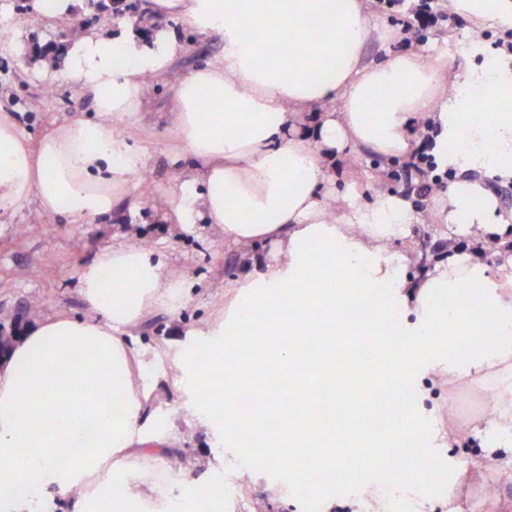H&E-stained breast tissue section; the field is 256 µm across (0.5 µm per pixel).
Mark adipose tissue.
Returning a JSON list of instances; mask_svg holds the SVG:
<instances>
[{"label": "adipose tissue", "mask_w": 512, "mask_h": 512, "mask_svg": "<svg viewBox=\"0 0 512 512\" xmlns=\"http://www.w3.org/2000/svg\"><path fill=\"white\" fill-rule=\"evenodd\" d=\"M149 9L218 36L222 54L176 75V38L151 42L131 24L116 39L84 30L67 60L93 114L34 146L0 114V215L32 201L76 224L111 215L145 167L136 128L150 80L173 76L168 119L187 177L168 193L166 217L222 233L246 270L224 283L223 315L193 330L206 360L174 363L187 413L246 431L257 469L301 460L297 493L332 474L365 489L394 449L432 431L411 404L393 421L373 409L378 430L349 423L346 391L367 394L371 376L404 389L423 372L453 384L493 369L496 410L470 463L512 466V212L480 181L512 183V69L461 75L447 56L425 59L373 0H149ZM422 152L453 173L435 223L490 237L494 264L459 256L408 275L410 257L388 246L419 219L411 199L379 191L364 201L337 174L367 154L388 166ZM79 288L83 313L41 320L0 357V512H34L48 496L61 512H224L222 482L184 491L169 478L173 443L152 418L147 381L162 352L136 334L150 312L177 314L192 282L152 249L120 243L96 253ZM362 308L368 316L351 320ZM274 385L280 399L241 413L243 387ZM348 448L364 449L369 465L345 467Z\"/></svg>", "instance_id": "obj_1"}]
</instances>
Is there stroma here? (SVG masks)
Listing matches in <instances>:
<instances>
[{"instance_id": "1", "label": "stroma", "mask_w": 512, "mask_h": 512, "mask_svg": "<svg viewBox=\"0 0 512 512\" xmlns=\"http://www.w3.org/2000/svg\"><path fill=\"white\" fill-rule=\"evenodd\" d=\"M11 2L12 9L0 13V113L14 116L23 135L34 144L61 118L88 117L92 108L73 73L62 67L49 68L44 62L43 47L61 43L66 23L31 13L30 0ZM502 31L498 21H481L457 12L425 26L421 41L429 54L447 53L455 72L463 75L481 65ZM157 32L183 42L184 52L176 62L180 73L204 66L223 49L218 37L200 36L175 20L158 22ZM169 97V84L157 85L138 131L147 153L151 187L150 201L138 212H131L124 198L116 202L111 218L97 224L51 217L34 203L15 215L0 216V324L10 328L18 323L27 328L46 314L82 312L80 268L101 247L111 244L113 236L123 235L135 242L147 241L194 280L192 298L180 313L174 317L159 314L155 324L142 326V336L168 355H198L197 343L187 331L223 310L224 291L219 284L237 276L242 265L238 251L226 246L223 237L207 225L178 229L164 221L165 194L183 166L174 130L166 119ZM376 164L369 155L356 164L365 199L379 191H392L413 198L419 212V222L412 225L409 237L392 244L393 253L417 250L426 238L430 246L423 259L428 266L447 263L458 255L481 259L484 248L477 237L451 239L445 225L433 223L434 195L421 194L415 182L401 177V164L381 170L377 177L372 174ZM494 380L489 374L447 388L438 377L428 375L414 390L417 404L432 414L438 429L452 426L462 435L461 445L443 450L454 465H461L482 447L475 430L486 416L484 402L494 393ZM184 399L167 381L159 382L152 396L154 408L173 421L174 441L184 452L172 479L204 474L214 480L239 481V493L225 503L224 512H304L310 500L317 502L319 512H348L347 489L336 477L326 478L303 497L290 495L287 472H242L239 460L245 445L234 429L193 427L182 410ZM452 507L457 512H512V471L501 467L466 470L463 482L445 480L425 504H412L410 512H448Z\"/></svg>"}]
</instances>
